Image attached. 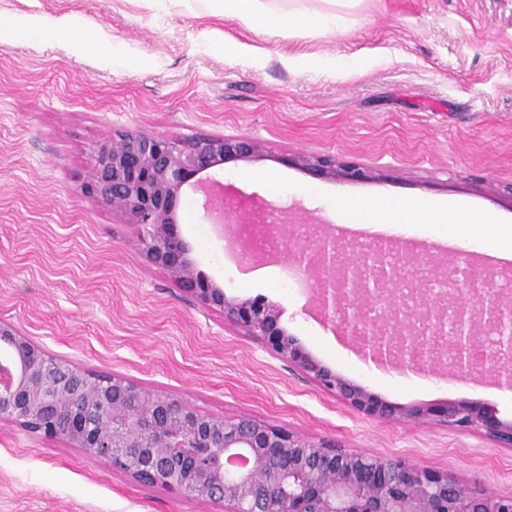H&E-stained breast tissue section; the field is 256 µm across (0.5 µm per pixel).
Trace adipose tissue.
Segmentation results:
<instances>
[{"label":"adipose tissue","instance_id":"1","mask_svg":"<svg viewBox=\"0 0 512 512\" xmlns=\"http://www.w3.org/2000/svg\"><path fill=\"white\" fill-rule=\"evenodd\" d=\"M225 17L245 23L255 20L288 31L319 29L333 32L344 23V10L354 0H327L323 10H312L304 0H204ZM343 224L375 226L395 235L409 236L427 229L431 238L477 247L500 259L512 258V226L499 218L469 210L461 204L438 201L400 202L384 198L354 199L339 203Z\"/></svg>","mask_w":512,"mask_h":512}]
</instances>
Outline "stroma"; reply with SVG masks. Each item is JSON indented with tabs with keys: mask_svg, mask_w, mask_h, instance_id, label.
<instances>
[{
	"mask_svg": "<svg viewBox=\"0 0 512 512\" xmlns=\"http://www.w3.org/2000/svg\"><path fill=\"white\" fill-rule=\"evenodd\" d=\"M71 16L119 45L104 60L68 35L0 41V321L75 367L128 377L217 417L270 425L381 457H405L512 494V448L475 431L380 423L288 368L271 345L200 307L143 254L125 217L85 191L112 138L249 136L263 160L214 179L245 218H293L275 261L228 254L203 197L186 191L177 233L227 296L282 309L280 324L342 377L400 407L472 401L512 420V387L488 375L378 367L308 306L292 254L336 226L348 198L454 201L512 225V0H360L336 32L215 16L198 0H0V16ZM240 42L261 57L223 47ZM356 65L344 68L340 59ZM332 155L374 179H321L292 164ZM278 176L281 188L248 179ZM0 512H224L143 485L61 438L0 423Z\"/></svg>",
	"mask_w": 512,
	"mask_h": 512,
	"instance_id": "35a3bbf8",
	"label": "stroma"
}]
</instances>
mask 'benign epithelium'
Wrapping results in <instances>:
<instances>
[{
  "label": "benign epithelium",
  "instance_id": "benign-epithelium-1",
  "mask_svg": "<svg viewBox=\"0 0 512 512\" xmlns=\"http://www.w3.org/2000/svg\"><path fill=\"white\" fill-rule=\"evenodd\" d=\"M260 142L245 136L168 139L125 134L100 149L90 188L135 225L147 259L170 272L204 309L249 336L273 340L277 357L296 367L359 413L378 421L424 423L450 431H479L503 448L512 447V421H502L468 402L433 411L394 406L333 372L279 327L280 306L229 298L224 288L196 271L189 244L175 231L177 201L184 186L207 187L210 170L227 161H258ZM294 162L319 178H372L352 161L305 155ZM204 208L224 225V240H241L240 220L228 197L206 194ZM322 276L309 283L326 314L336 317L368 355L409 367L420 358L448 356L452 368L498 369L512 383V336L485 345L491 332L512 325V299L463 302L458 277L448 276V297L414 289L412 313L396 302L404 264L364 259L332 235L308 244ZM0 422L45 438H63L86 454L107 459L136 481L224 505V512H512L504 496L446 471H430L402 457H372L334 441L287 431L243 414L219 418L121 375L78 369L48 354L11 324L0 321Z\"/></svg>",
  "mask_w": 512,
  "mask_h": 512
}]
</instances>
